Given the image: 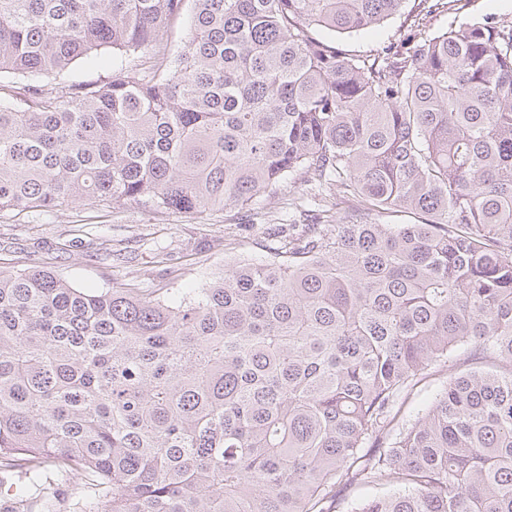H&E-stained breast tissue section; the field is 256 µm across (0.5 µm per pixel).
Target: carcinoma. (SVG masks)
Masks as SVG:
<instances>
[{"label": "carcinoma", "instance_id": "obj_1", "mask_svg": "<svg viewBox=\"0 0 512 512\" xmlns=\"http://www.w3.org/2000/svg\"><path fill=\"white\" fill-rule=\"evenodd\" d=\"M0 0V212L203 213L293 177L334 224L179 300L0 268V464L72 512H512V25L465 23L371 60L315 31L405 0ZM110 53L111 77L68 79ZM409 213L417 224H383ZM388 445L399 394L459 347ZM192 8L193 3L191 1L186 2V10L183 19L173 31L164 34L163 37L160 38L157 50L160 49L162 51L166 48V50L171 49L173 52H177L184 47L186 32L190 24ZM475 362L477 360H474L469 348H460L453 353L445 366H436L413 382L393 406L391 417H394V420L386 430L387 437H395L399 431L410 426L427 410L444 389L449 374L466 372L472 367L479 366ZM340 489L339 487L333 489L331 493L332 502L325 505L326 507L330 505L331 512H351L354 504L358 503L361 499L383 492V489L363 486H354L338 492Z\"/></svg>", "mask_w": 512, "mask_h": 512}]
</instances>
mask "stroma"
I'll use <instances>...</instances> for the list:
<instances>
[{
	"label": "stroma",
	"instance_id": "obj_1",
	"mask_svg": "<svg viewBox=\"0 0 512 512\" xmlns=\"http://www.w3.org/2000/svg\"><path fill=\"white\" fill-rule=\"evenodd\" d=\"M493 18L512 24V0H465L460 14L427 16L426 32L447 28L452 20L480 22ZM410 34L404 16L338 40L353 55L374 57ZM317 188L297 180L256 196L246 207L229 206L203 214H156L127 206L72 204L33 213H0V263L47 265L73 285L101 291L119 284L149 293L158 288H196L237 259L265 260L287 245L304 225L315 221ZM106 251H99L98 241ZM475 365L469 348L453 353L446 365L430 369L408 387L392 409L387 429L395 436L410 426L444 389L449 375Z\"/></svg>",
	"mask_w": 512,
	"mask_h": 512
}]
</instances>
